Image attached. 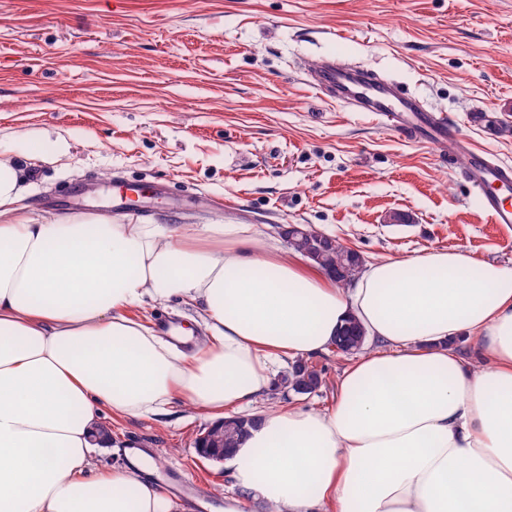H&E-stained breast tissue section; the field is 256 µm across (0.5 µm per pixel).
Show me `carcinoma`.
Returning a JSON list of instances; mask_svg holds the SVG:
<instances>
[{
    "label": "carcinoma",
    "mask_w": 512,
    "mask_h": 512,
    "mask_svg": "<svg viewBox=\"0 0 512 512\" xmlns=\"http://www.w3.org/2000/svg\"><path fill=\"white\" fill-rule=\"evenodd\" d=\"M287 239L288 248L302 257L314 262L329 273L343 287L351 285L360 274L365 259L358 254L347 252L346 247L336 237H330L329 242L321 244L315 234L297 235L287 238V232H281ZM335 352L342 355H353L365 350L367 337L357 320H349L341 327L334 339ZM325 382L322 371L308 361L299 358L291 363L289 370L280 380L284 394H311ZM249 417H240L224 421V429H212L209 441L222 443L228 451L237 448L240 439L251 424Z\"/></svg>",
    "instance_id": "cac0c4a2"
}]
</instances>
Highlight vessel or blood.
<instances>
[{
    "mask_svg": "<svg viewBox=\"0 0 512 512\" xmlns=\"http://www.w3.org/2000/svg\"><path fill=\"white\" fill-rule=\"evenodd\" d=\"M310 87L330 100L357 112H370L411 135H426L446 144L449 155H462L468 162L467 180L478 190L480 204L491 223L512 224V204L505 195L512 191V166L479 155L471 149L447 116L427 109L416 97L399 90L393 81L362 65L337 62L325 56L307 76Z\"/></svg>",
    "mask_w": 512,
    "mask_h": 512,
    "instance_id": "obj_1",
    "label": "vessel or blood"
}]
</instances>
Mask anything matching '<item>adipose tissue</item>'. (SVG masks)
<instances>
[{
    "mask_svg": "<svg viewBox=\"0 0 512 512\" xmlns=\"http://www.w3.org/2000/svg\"><path fill=\"white\" fill-rule=\"evenodd\" d=\"M33 192L0 156V512H177L98 465L102 415L254 408L275 365L328 350L351 317L371 350L327 410L254 408L224 512H512V267L437 249L344 288L252 224L58 221ZM174 299L199 316L193 350L131 315ZM463 334L477 361L454 351Z\"/></svg>",
    "mask_w": 512,
    "mask_h": 512,
    "instance_id": "obj_1",
    "label": "adipose tissue"
}]
</instances>
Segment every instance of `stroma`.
<instances>
[{"instance_id":"35a3bbf8","label":"stroma","mask_w":512,"mask_h":512,"mask_svg":"<svg viewBox=\"0 0 512 512\" xmlns=\"http://www.w3.org/2000/svg\"><path fill=\"white\" fill-rule=\"evenodd\" d=\"M331 53L512 165V0H0V154L69 144L34 169L49 218L112 214L134 187L125 214L146 223L303 224L369 262L448 249L512 267V226L482 212L463 158L305 84ZM311 362L324 385L288 402L322 411L348 359ZM210 423L190 407L116 419L96 458L139 448L158 462L145 479L202 486L208 510L179 512H224L230 471L195 449Z\"/></svg>"}]
</instances>
